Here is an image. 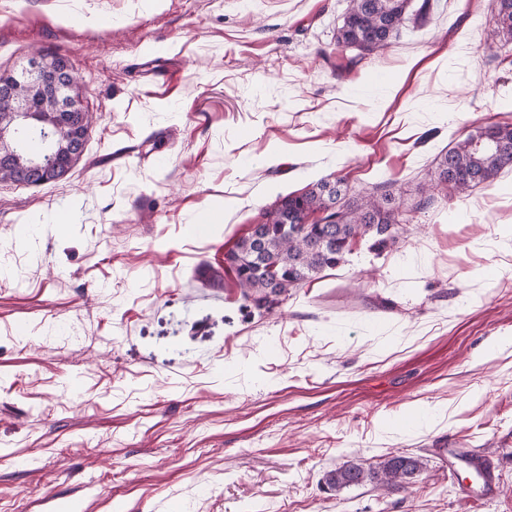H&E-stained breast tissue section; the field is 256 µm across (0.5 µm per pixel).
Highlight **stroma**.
Returning a JSON list of instances; mask_svg holds the SVG:
<instances>
[{"label": "stroma", "instance_id": "35a3bbf8", "mask_svg": "<svg viewBox=\"0 0 512 512\" xmlns=\"http://www.w3.org/2000/svg\"><path fill=\"white\" fill-rule=\"evenodd\" d=\"M429 1L366 53L337 44L349 0H75L77 31L0 0V72L64 56L95 116L62 180L0 182V512H512V171L430 185L512 123V49L497 0ZM333 175L406 207L403 239L245 302L225 253ZM390 453L424 461L407 490L324 483ZM443 456L448 454V470L455 471L456 463L462 462L473 468L481 480L478 488L467 490L470 498L493 496L498 491L495 478L494 465L485 455L479 454L471 448H439Z\"/></svg>", "mask_w": 512, "mask_h": 512}]
</instances>
